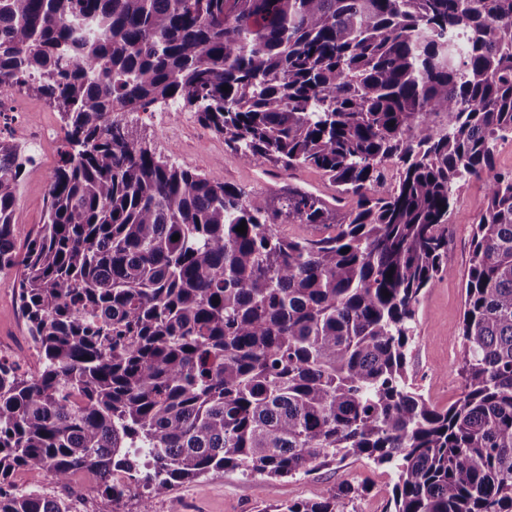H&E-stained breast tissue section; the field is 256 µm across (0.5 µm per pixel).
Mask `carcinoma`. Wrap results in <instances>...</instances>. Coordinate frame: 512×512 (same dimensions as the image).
I'll return each mask as SVG.
<instances>
[{
	"label": "carcinoma",
	"mask_w": 512,
	"mask_h": 512,
	"mask_svg": "<svg viewBox=\"0 0 512 512\" xmlns=\"http://www.w3.org/2000/svg\"><path fill=\"white\" fill-rule=\"evenodd\" d=\"M15 92L49 102L63 138L21 249L32 152L0 139V271L21 269L40 359H0V512H70L15 486L31 465L62 487L88 473L116 506L134 483L153 512L212 471L354 457L394 471L391 512H512V170L494 160L512 140V0H0V95ZM169 102L245 164L321 173L334 203L290 184L273 208L157 158L121 115ZM472 179L463 391L438 409L407 349L453 274ZM346 199L326 235L277 229L326 225Z\"/></svg>",
	"instance_id": "1"
}]
</instances>
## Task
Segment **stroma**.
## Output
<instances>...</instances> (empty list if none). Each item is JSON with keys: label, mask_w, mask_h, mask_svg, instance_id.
<instances>
[{"label": "stroma", "mask_w": 512, "mask_h": 512, "mask_svg": "<svg viewBox=\"0 0 512 512\" xmlns=\"http://www.w3.org/2000/svg\"><path fill=\"white\" fill-rule=\"evenodd\" d=\"M17 113L0 115V126L23 121L48 128L52 136L40 148L45 164L33 165L25 178L15 212L18 242L43 221L49 177L57 164L61 145L60 116L43 100L20 96ZM124 121L146 145L170 161L216 175L225 182L249 190H264L275 172L268 167L243 164L224 147L223 137L203 128L190 109L156 105L149 112H130ZM481 180H470L454 206L448 233V263L452 276L443 277L421 300L416 316V336L407 360L408 373L432 404L446 407L462 392L458 366L462 358L459 325L463 313L464 274L471 253L470 228L484 209ZM16 272H0V358L20 361L35 370L36 353L28 337L16 288ZM362 490L361 495L340 505V512H386L394 477L366 459L350 458L328 465H312L295 477L272 480L241 471H216L198 481L174 485L163 498L154 500V512H263L272 501H307L321 498L340 483Z\"/></svg>", "instance_id": "1"}]
</instances>
